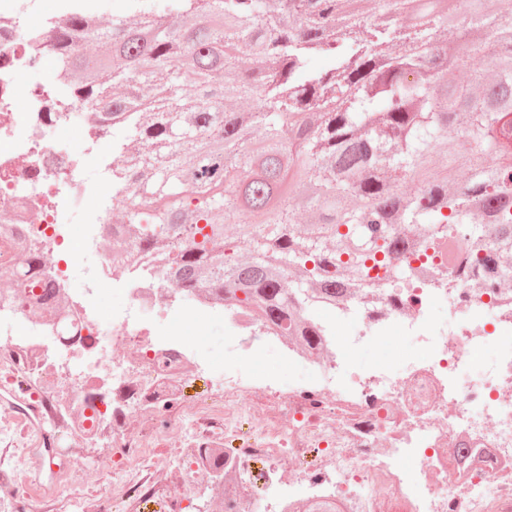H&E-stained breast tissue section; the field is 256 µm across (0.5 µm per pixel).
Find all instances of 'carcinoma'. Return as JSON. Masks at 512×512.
I'll use <instances>...</instances> for the list:
<instances>
[{
    "instance_id": "1",
    "label": "carcinoma",
    "mask_w": 512,
    "mask_h": 512,
    "mask_svg": "<svg viewBox=\"0 0 512 512\" xmlns=\"http://www.w3.org/2000/svg\"><path fill=\"white\" fill-rule=\"evenodd\" d=\"M362 22L344 0H168L161 21L154 0H130L138 19L102 31L84 17L64 20L35 51L57 62L55 84L76 103L110 99L88 130L112 140V199L128 222L104 230L102 247L122 269L154 271L186 298L255 313L309 352L323 350L317 307H334L411 278L406 256L436 250L448 226H463L465 249L448 273L466 286L499 289L512 278V26L488 11L458 20L471 52L491 60L492 79L438 83L439 37L448 16L418 0H378ZM124 61L112 73L84 53L92 37ZM249 55L250 71L236 79ZM320 55L325 69L311 65ZM181 62L199 93L182 94L157 74ZM249 97L252 113L225 112L224 94ZM262 123L252 146L248 127ZM456 131L468 147L448 150L446 166H427ZM465 166L450 188L444 172ZM419 186L401 191L399 177ZM320 207L350 195L356 205L301 226L282 200L288 176ZM237 222L252 256L241 259L224 221ZM18 265L47 263L21 248Z\"/></svg>"
}]
</instances>
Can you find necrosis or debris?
Listing matches in <instances>:
<instances>
[{"label": "necrosis or debris", "mask_w": 512, "mask_h": 512, "mask_svg": "<svg viewBox=\"0 0 512 512\" xmlns=\"http://www.w3.org/2000/svg\"><path fill=\"white\" fill-rule=\"evenodd\" d=\"M96 12V0H55L43 12L37 0H0V273L12 290L0 292V369L23 367L36 377L49 418L67 419V433L87 441L106 437L115 447H152L158 435L144 430L130 441L115 420L138 394L151 403L179 399L196 351L177 348L176 319H194L209 308L168 295L159 277L116 270L97 250L101 228L84 223L89 262L82 277L61 267L55 251L72 234L71 214L86 202L111 208L112 162L103 144L83 137L68 152L38 137V130L66 131L74 103L62 102L44 84L31 88L17 110L15 87L34 56L31 40L71 14ZM95 167L96 178L86 170ZM48 258L46 280L66 302L52 317L30 313L41 285L16 265L19 246ZM121 285L128 303L104 324L97 297L104 283ZM457 318L447 327L435 309ZM156 314L153 329L141 326ZM235 331L260 329L270 345L302 369L320 375L288 387L280 406L268 391L265 415L254 413L253 367L258 352L230 344L224 350V392L189 408L173 422L184 447L224 435V512H292L303 500L332 498L346 512H512V299L478 294L450 276L413 279L374 304L354 299L330 308L318 325L326 355L304 352L277 328L228 306ZM392 335L426 352L400 366L380 363L359 370L355 351ZM129 344L137 365L126 369L117 343ZM493 347L487 362L474 351ZM189 490L206 480L208 463L196 456ZM290 472H283V465Z\"/></svg>", "instance_id": "obj_1"}]
</instances>
